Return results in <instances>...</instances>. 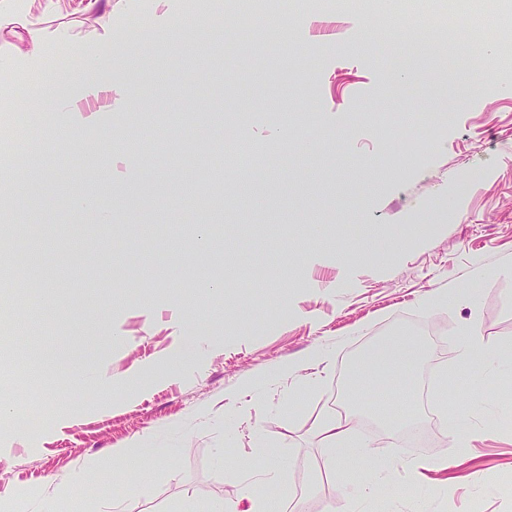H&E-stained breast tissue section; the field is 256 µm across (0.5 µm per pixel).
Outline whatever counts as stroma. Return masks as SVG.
I'll return each instance as SVG.
<instances>
[{"mask_svg":"<svg viewBox=\"0 0 512 512\" xmlns=\"http://www.w3.org/2000/svg\"><path fill=\"white\" fill-rule=\"evenodd\" d=\"M308 3L0 0V512H207L271 452L273 512H512V0H479L474 38L453 0H423L426 27ZM188 11L173 48L126 24ZM476 50L493 78L471 95ZM23 97L39 140L5 119ZM115 157L123 188L74 220ZM394 336L452 386L448 418L356 382ZM344 416L383 446L381 496L321 467L316 423ZM415 456L447 458L444 484L398 463Z\"/></svg>","mask_w":512,"mask_h":512,"instance_id":"obj_1","label":"stroma"}]
</instances>
